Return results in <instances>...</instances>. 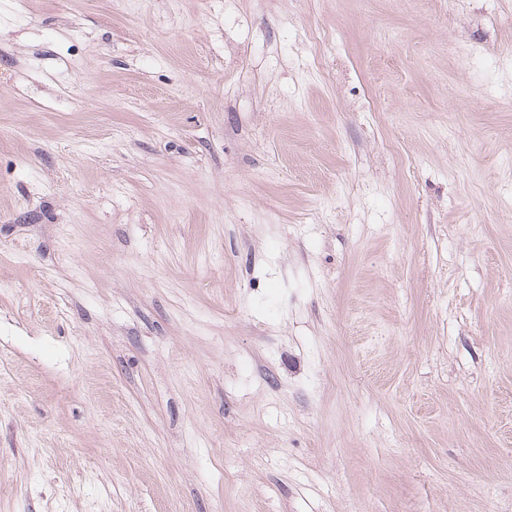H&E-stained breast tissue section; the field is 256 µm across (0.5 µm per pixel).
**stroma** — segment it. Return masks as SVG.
Segmentation results:
<instances>
[{
  "label": "stroma",
  "mask_w": 512,
  "mask_h": 512,
  "mask_svg": "<svg viewBox=\"0 0 512 512\" xmlns=\"http://www.w3.org/2000/svg\"><path fill=\"white\" fill-rule=\"evenodd\" d=\"M0 0V512H512V0Z\"/></svg>",
  "instance_id": "35a3bbf8"
}]
</instances>
